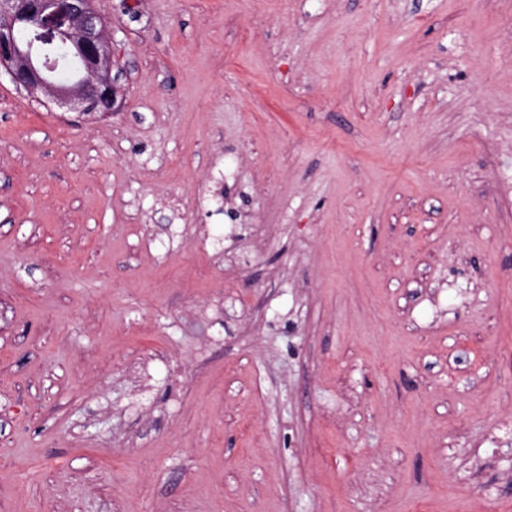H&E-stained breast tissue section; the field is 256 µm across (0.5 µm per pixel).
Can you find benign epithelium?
Masks as SVG:
<instances>
[{"label": "benign epithelium", "mask_w": 512, "mask_h": 512, "mask_svg": "<svg viewBox=\"0 0 512 512\" xmlns=\"http://www.w3.org/2000/svg\"><path fill=\"white\" fill-rule=\"evenodd\" d=\"M57 13L64 28H45L25 40L20 22L34 15ZM75 49L70 55L72 76L58 75L55 47ZM17 90L59 108L86 116L118 112L123 106V71L114 69L104 16L95 0H0V74Z\"/></svg>", "instance_id": "1"}]
</instances>
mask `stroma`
<instances>
[{
    "mask_svg": "<svg viewBox=\"0 0 512 512\" xmlns=\"http://www.w3.org/2000/svg\"><path fill=\"white\" fill-rule=\"evenodd\" d=\"M97 7L121 112L0 77V512H512V0Z\"/></svg>",
    "mask_w": 512,
    "mask_h": 512,
    "instance_id": "1",
    "label": "stroma"
}]
</instances>
